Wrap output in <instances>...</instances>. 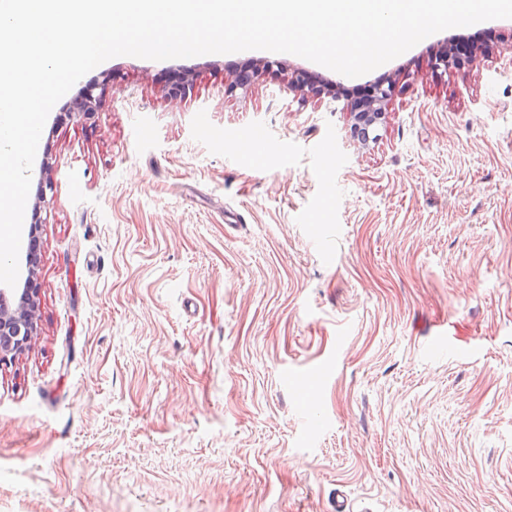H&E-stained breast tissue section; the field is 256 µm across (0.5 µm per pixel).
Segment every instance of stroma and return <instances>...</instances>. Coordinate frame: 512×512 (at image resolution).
<instances>
[{
  "instance_id": "1",
  "label": "stroma",
  "mask_w": 512,
  "mask_h": 512,
  "mask_svg": "<svg viewBox=\"0 0 512 512\" xmlns=\"http://www.w3.org/2000/svg\"><path fill=\"white\" fill-rule=\"evenodd\" d=\"M490 25L448 73L466 31L367 73L393 87L369 142L353 79L293 54L85 74L112 76L94 118L61 98L36 152L53 189L27 200L39 328L0 369V512H512V19Z\"/></svg>"
}]
</instances>
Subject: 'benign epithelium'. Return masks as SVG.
<instances>
[{"label": "benign epithelium", "instance_id": "benign-epithelium-1", "mask_svg": "<svg viewBox=\"0 0 512 512\" xmlns=\"http://www.w3.org/2000/svg\"><path fill=\"white\" fill-rule=\"evenodd\" d=\"M96 84L86 85L74 100L77 113L90 116L96 112ZM391 89L379 86L373 101L363 112H348L351 137L368 141L385 117ZM26 277L17 280L15 288L0 284V368L28 350L38 335V288L35 281L36 261L25 260Z\"/></svg>", "mask_w": 512, "mask_h": 512}]
</instances>
